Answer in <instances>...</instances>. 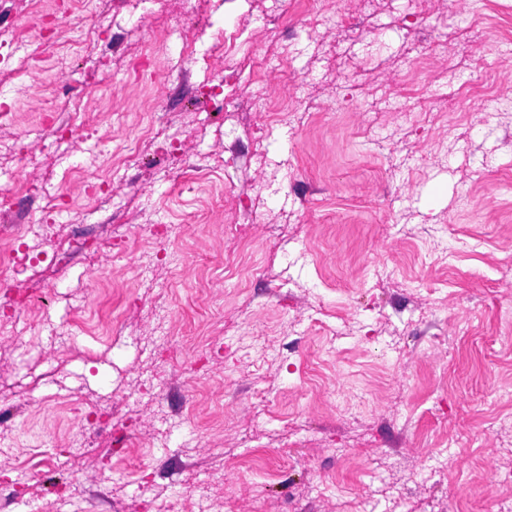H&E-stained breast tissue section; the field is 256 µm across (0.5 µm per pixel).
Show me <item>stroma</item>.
Wrapping results in <instances>:
<instances>
[{
	"mask_svg": "<svg viewBox=\"0 0 512 512\" xmlns=\"http://www.w3.org/2000/svg\"><path fill=\"white\" fill-rule=\"evenodd\" d=\"M32 2L8 0L17 33L0 34V180L36 184L32 212L44 194L68 207L14 283L49 296L46 319L0 340V389L45 412L0 424V446L83 441L68 512L200 494L208 512H488L512 495L492 482L512 474V0H425L413 23L407 0H343L314 28L299 0H199L146 77L132 64L182 0H48L56 40ZM97 17L99 40L80 37ZM230 22L241 36L216 47ZM228 62L223 112L201 111ZM260 89L278 121L250 109ZM70 102L58 146L42 116ZM126 140L141 165L118 164ZM156 224L178 231L158 244ZM97 407L109 421L87 424ZM59 480L0 455L8 512H48Z\"/></svg>",
	"mask_w": 512,
	"mask_h": 512,
	"instance_id": "stroma-1",
	"label": "stroma"
}]
</instances>
